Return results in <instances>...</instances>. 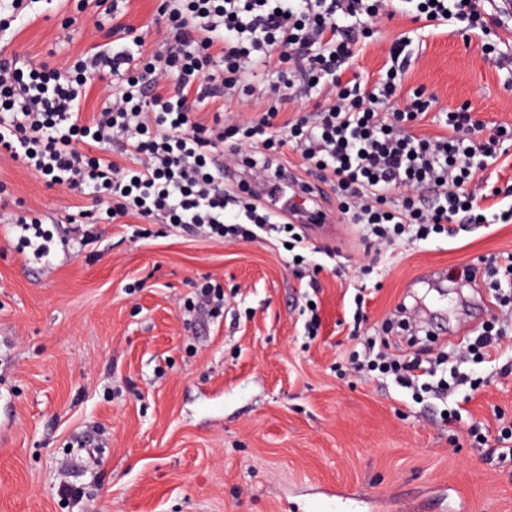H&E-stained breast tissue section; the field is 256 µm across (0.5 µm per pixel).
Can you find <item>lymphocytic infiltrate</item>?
<instances>
[{
    "label": "lymphocytic infiltrate",
    "mask_w": 512,
    "mask_h": 512,
    "mask_svg": "<svg viewBox=\"0 0 512 512\" xmlns=\"http://www.w3.org/2000/svg\"><path fill=\"white\" fill-rule=\"evenodd\" d=\"M417 9L442 24L482 25L468 0H418ZM383 10L395 12L393 0H160L155 23L166 42L152 54L143 52L144 33L131 28L125 41L61 67L25 64L16 52L0 56V153L48 186L91 196L106 220L158 216L214 238L285 231L292 248L304 247V235L289 231L257 198L225 191L218 159L231 150L260 176L269 169L268 150L289 144L321 181L332 183L339 210L365 225L370 244L423 241L453 223H511L512 207L475 213L466 186L512 129L475 144V122L462 106L445 109L446 135H417L413 128L431 102L417 90L411 105L395 107L404 64L372 83L357 74L342 79V65ZM277 49L282 67L256 118L229 124L217 112L211 123L197 119L200 106L249 95L245 73L267 66ZM97 79L107 81L109 103L88 120L83 102ZM302 93L333 101L315 119L281 120L284 103ZM245 144L250 153H242ZM115 151L129 165L112 160ZM487 275L499 326L430 359L379 351L369 338L364 356L352 360L354 370L377 367L404 388L466 384L459 364L489 361L512 327V255ZM443 364L446 379L436 376Z\"/></svg>",
    "instance_id": "lymphocytic-infiltrate-1"
}]
</instances>
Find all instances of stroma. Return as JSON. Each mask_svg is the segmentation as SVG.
Here are the masks:
<instances>
[{"label": "stroma", "instance_id": "1", "mask_svg": "<svg viewBox=\"0 0 512 512\" xmlns=\"http://www.w3.org/2000/svg\"><path fill=\"white\" fill-rule=\"evenodd\" d=\"M157 6L37 0L11 47L58 67L132 27L147 30L152 52L164 40ZM476 6L486 30L410 13L382 19L350 71L377 77L404 48L411 63L399 104L417 88L434 100L417 133L441 134L439 108L460 105L483 136L512 127V9L503 0ZM273 164L315 187L327 213L326 223L304 225L299 267L276 233L227 243L134 216L70 224L68 214L92 207L89 197L0 156L10 200L0 209V512H318L316 489L338 486L385 499L372 512H400L411 500L426 512L459 500L468 512H512V468L492 453L512 424V352L462 365L478 388L442 399L415 398L350 365L364 338H382L401 319L420 331L430 308L443 307L448 342L476 336L491 321L489 289L420 273L499 262L512 253V223L375 250L299 150L284 147ZM509 185L512 140L468 189L482 197ZM20 207L53 234L37 264L15 246ZM207 282L224 289L216 319L187 309ZM309 301L320 322L313 338L302 314ZM477 430L486 444L475 442ZM64 480L80 497L62 495Z\"/></svg>", "mask_w": 512, "mask_h": 512}]
</instances>
